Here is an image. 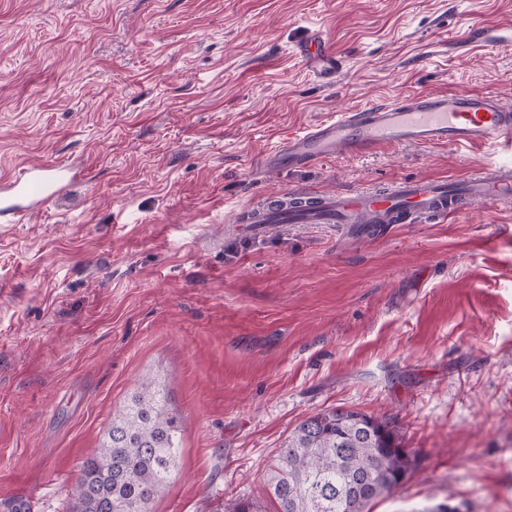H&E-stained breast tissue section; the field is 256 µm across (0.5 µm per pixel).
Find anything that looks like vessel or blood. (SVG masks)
<instances>
[{
	"label": "vessel or blood",
	"mask_w": 512,
	"mask_h": 512,
	"mask_svg": "<svg viewBox=\"0 0 512 512\" xmlns=\"http://www.w3.org/2000/svg\"><path fill=\"white\" fill-rule=\"evenodd\" d=\"M295 55L319 81L334 83L342 59L317 33L299 41ZM398 145L490 146L512 151V110L495 95L473 91L423 93L387 104H370L314 124L288 136L264 154L258 171L316 167L335 155L361 158ZM78 176L69 166L28 165L0 181V221L18 224L50 203L65 199L67 185ZM451 191L448 182L432 178L394 181L374 189L324 193L282 192L240 209L238 229L270 232L278 224H346L363 236L383 235L390 224L441 223L476 202L512 200V163L492 161Z\"/></svg>",
	"instance_id": "vessel-or-blood-1"
}]
</instances>
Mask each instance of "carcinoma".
<instances>
[{"label":"carcinoma","mask_w":512,"mask_h":512,"mask_svg":"<svg viewBox=\"0 0 512 512\" xmlns=\"http://www.w3.org/2000/svg\"><path fill=\"white\" fill-rule=\"evenodd\" d=\"M180 417L154 379L112 416L98 448L79 466L70 512H149L176 467ZM415 459L389 425L357 410L304 419L279 448L268 478L277 512H360L401 485Z\"/></svg>","instance_id":"carcinoma-1"}]
</instances>
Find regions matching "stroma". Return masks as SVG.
<instances>
[{"mask_svg": "<svg viewBox=\"0 0 512 512\" xmlns=\"http://www.w3.org/2000/svg\"><path fill=\"white\" fill-rule=\"evenodd\" d=\"M512 0H0V178L65 162L71 206L0 224V512H69L80 463L141 378L180 417L150 512H276L305 417L385 419L418 455L371 512H512V203L357 241L232 232L289 189L457 181L494 148L390 146L253 174L289 133L423 92L512 108V47L452 49ZM321 32L334 86L292 55Z\"/></svg>", "mask_w": 512, "mask_h": 512, "instance_id": "35a3bbf8", "label": "stroma"}]
</instances>
